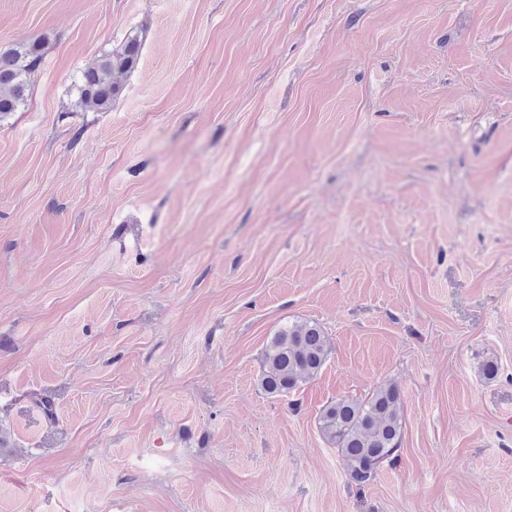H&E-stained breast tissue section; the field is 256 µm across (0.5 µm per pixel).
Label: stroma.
Wrapping results in <instances>:
<instances>
[{"label":"stroma","instance_id":"stroma-1","mask_svg":"<svg viewBox=\"0 0 512 512\" xmlns=\"http://www.w3.org/2000/svg\"><path fill=\"white\" fill-rule=\"evenodd\" d=\"M39 36L0 120V512H512V0H0V50ZM305 320L326 363L266 393ZM388 383L359 486L319 417ZM142 41L138 34L127 36L118 48L98 56L80 70L72 84L77 102L97 112H108L121 97L123 85L116 76L134 71L140 62ZM327 359V340L315 322H294L279 329L265 354L261 387L287 395L317 375Z\"/></svg>","mask_w":512,"mask_h":512}]
</instances>
